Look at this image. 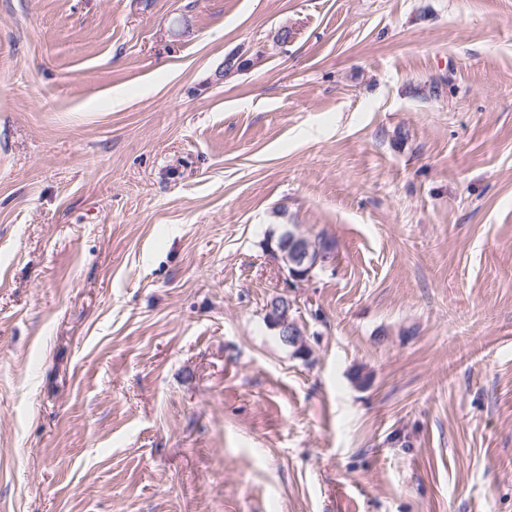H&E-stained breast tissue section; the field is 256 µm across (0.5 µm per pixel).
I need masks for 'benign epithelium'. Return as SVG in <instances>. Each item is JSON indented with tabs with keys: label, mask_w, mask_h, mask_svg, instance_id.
<instances>
[{
	"label": "benign epithelium",
	"mask_w": 512,
	"mask_h": 512,
	"mask_svg": "<svg viewBox=\"0 0 512 512\" xmlns=\"http://www.w3.org/2000/svg\"><path fill=\"white\" fill-rule=\"evenodd\" d=\"M268 249L282 262L284 289L266 301L264 318L285 345L297 347L304 336V329L297 319L290 316L292 305L288 289L308 280L306 269L311 262V245L304 235L295 231L288 235L287 243L279 242L268 246Z\"/></svg>",
	"instance_id": "benign-epithelium-1"
}]
</instances>
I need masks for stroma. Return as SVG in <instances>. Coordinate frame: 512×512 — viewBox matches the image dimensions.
Masks as SVG:
<instances>
[{"label":"stroma","mask_w":512,"mask_h":512,"mask_svg":"<svg viewBox=\"0 0 512 512\" xmlns=\"http://www.w3.org/2000/svg\"><path fill=\"white\" fill-rule=\"evenodd\" d=\"M0 512H512V0H0ZM291 228L283 229L280 239ZM277 239V242H279ZM273 239L268 245L269 251L282 263V278L286 289L274 293L264 306V318L267 324L276 331L279 339L289 347H298L304 336L302 324L290 316L292 309L288 288H295L299 282L308 280L306 269L311 262V245L309 240L298 231L288 235L287 244L277 243L272 246Z\"/></svg>","instance_id":"obj_1"}]
</instances>
